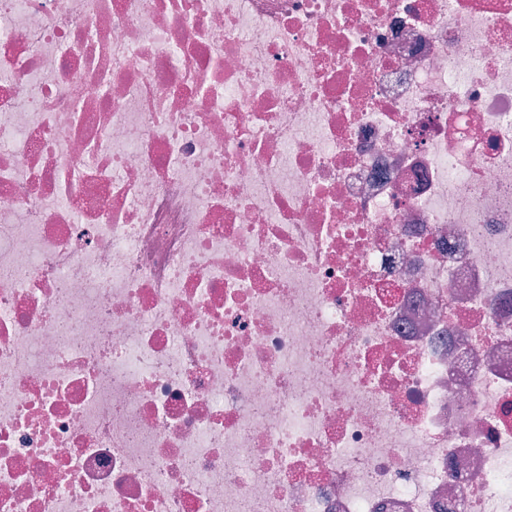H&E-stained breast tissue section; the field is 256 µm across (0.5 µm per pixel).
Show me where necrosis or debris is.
Here are the masks:
<instances>
[{"label":"necrosis or debris","instance_id":"1","mask_svg":"<svg viewBox=\"0 0 512 512\" xmlns=\"http://www.w3.org/2000/svg\"><path fill=\"white\" fill-rule=\"evenodd\" d=\"M0 512H512V0H0Z\"/></svg>","mask_w":512,"mask_h":512}]
</instances>
